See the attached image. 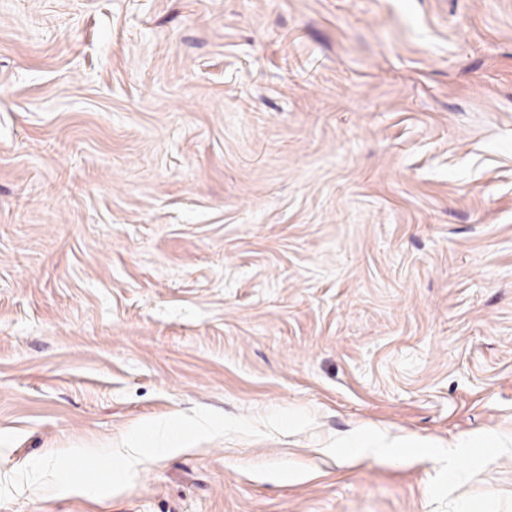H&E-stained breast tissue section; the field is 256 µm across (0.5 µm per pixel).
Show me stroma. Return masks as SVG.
Instances as JSON below:
<instances>
[{
  "mask_svg": "<svg viewBox=\"0 0 512 512\" xmlns=\"http://www.w3.org/2000/svg\"><path fill=\"white\" fill-rule=\"evenodd\" d=\"M198 407L0 512H512V0H0V480Z\"/></svg>",
  "mask_w": 512,
  "mask_h": 512,
  "instance_id": "35a3bbf8",
  "label": "stroma"
}]
</instances>
